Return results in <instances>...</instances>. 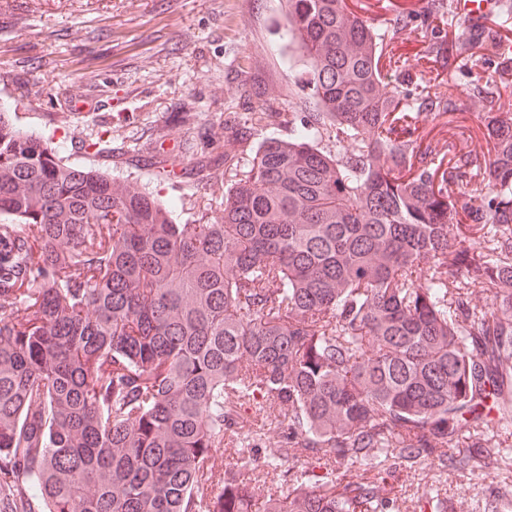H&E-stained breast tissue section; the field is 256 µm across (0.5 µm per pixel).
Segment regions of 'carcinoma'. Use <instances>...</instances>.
Returning a JSON list of instances; mask_svg holds the SVG:
<instances>
[{"label": "carcinoma", "mask_w": 512, "mask_h": 512, "mask_svg": "<svg viewBox=\"0 0 512 512\" xmlns=\"http://www.w3.org/2000/svg\"><path fill=\"white\" fill-rule=\"evenodd\" d=\"M317 112L246 164L224 209L77 166L0 107V502L10 512H248L212 451L236 410L277 411L238 458L284 487L261 512H387L336 472H489L512 424V116L476 76L489 158L418 132L457 96L390 87L384 35L346 0H279ZM512 0L488 32L432 33L423 58L512 72ZM334 132L336 152L318 147ZM467 435L475 455L448 448ZM310 460L329 468L313 480Z\"/></svg>", "instance_id": "1"}]
</instances>
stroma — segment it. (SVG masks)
<instances>
[{"instance_id": "1", "label": "stroma", "mask_w": 512, "mask_h": 512, "mask_svg": "<svg viewBox=\"0 0 512 512\" xmlns=\"http://www.w3.org/2000/svg\"><path fill=\"white\" fill-rule=\"evenodd\" d=\"M384 33L399 60L393 86L459 95L456 118L469 149L487 154L478 102L465 69L422 58L433 28L448 20L428 0H347ZM412 13L408 28L398 12ZM277 0H13L0 5V102L22 127L53 138L72 163L148 187L178 204L177 221L220 215L224 158L246 162L266 136L287 138L314 102L296 84ZM112 150L97 152L94 143ZM165 177H158V169ZM391 507L412 512L430 498L452 512H482L480 484L512 512V447L501 470L434 480L394 461L369 470Z\"/></svg>"}]
</instances>
